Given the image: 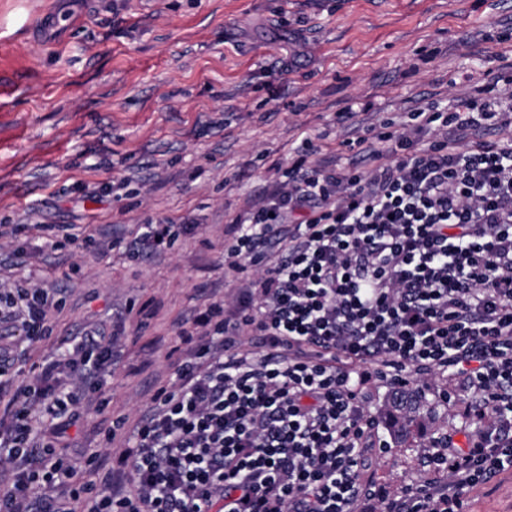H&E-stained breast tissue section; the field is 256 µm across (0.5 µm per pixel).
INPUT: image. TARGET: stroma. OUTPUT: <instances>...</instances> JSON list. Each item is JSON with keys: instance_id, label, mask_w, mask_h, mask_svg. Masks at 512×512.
Wrapping results in <instances>:
<instances>
[{"instance_id": "stroma-1", "label": "stroma", "mask_w": 512, "mask_h": 512, "mask_svg": "<svg viewBox=\"0 0 512 512\" xmlns=\"http://www.w3.org/2000/svg\"><path fill=\"white\" fill-rule=\"evenodd\" d=\"M0 27L24 86L0 120V268L31 246L17 274L62 302L50 351L93 325L118 335L94 400L58 438L80 482L100 480L90 454L119 450L175 383L178 327L228 291L225 231L287 181L304 137L364 171L366 128L479 97L512 70V0H0ZM152 217L195 230L155 258L96 250ZM40 224L56 225L58 248ZM468 402H436L409 447L376 452V490L424 480L438 434L464 445ZM469 510L512 512V474L471 492Z\"/></svg>"}]
</instances>
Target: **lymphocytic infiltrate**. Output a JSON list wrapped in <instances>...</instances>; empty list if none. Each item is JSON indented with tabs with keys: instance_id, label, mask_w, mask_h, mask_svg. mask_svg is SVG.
Wrapping results in <instances>:
<instances>
[{
	"instance_id": "1",
	"label": "lymphocytic infiltrate",
	"mask_w": 512,
	"mask_h": 512,
	"mask_svg": "<svg viewBox=\"0 0 512 512\" xmlns=\"http://www.w3.org/2000/svg\"><path fill=\"white\" fill-rule=\"evenodd\" d=\"M376 132L399 160L367 173L309 164L232 222L225 273L258 272L180 332L179 383L161 387L133 447L100 483H78L44 436L75 425L112 351L101 330L69 356L12 368L49 337L61 302L0 283V512H351L377 497L360 468L375 448L364 386L427 390L459 376L477 428L437 438L430 475L381 512H468L466 492L512 470V93L422 111ZM487 127L503 143L461 145ZM188 223L151 218L124 253L161 255Z\"/></svg>"
}]
</instances>
